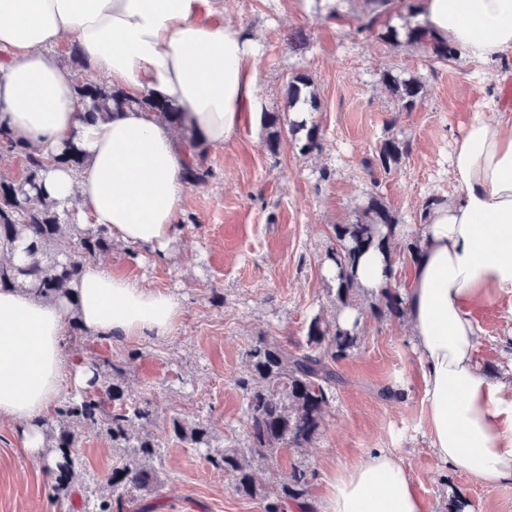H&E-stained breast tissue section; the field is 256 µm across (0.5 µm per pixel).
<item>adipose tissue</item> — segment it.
Wrapping results in <instances>:
<instances>
[{
	"instance_id": "adipose-tissue-1",
	"label": "adipose tissue",
	"mask_w": 512,
	"mask_h": 512,
	"mask_svg": "<svg viewBox=\"0 0 512 512\" xmlns=\"http://www.w3.org/2000/svg\"><path fill=\"white\" fill-rule=\"evenodd\" d=\"M416 21L472 61L512 52V0H422ZM70 40L113 87L168 100L210 146L228 141L255 108L257 44L225 22L223 0H0V122L47 159L42 196L67 208L80 202L82 223L165 254L190 153L175 128L138 107L83 120L75 76L50 54ZM499 109L487 94L456 141V193L427 212L404 292L432 449L489 485L512 482V378L489 380L474 361V307L512 294V118ZM71 141L86 155L77 174L53 161ZM74 292L70 302L0 290V416L34 454L61 381L79 392L94 383L83 361L65 356L70 318L91 335L129 338L167 335L181 315L172 295L98 267ZM329 486L321 512H425L403 460L382 450Z\"/></svg>"
}]
</instances>
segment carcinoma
Instances as JSON below:
<instances>
[{
    "instance_id": "carcinoma-1",
    "label": "carcinoma",
    "mask_w": 512,
    "mask_h": 512,
    "mask_svg": "<svg viewBox=\"0 0 512 512\" xmlns=\"http://www.w3.org/2000/svg\"><path fill=\"white\" fill-rule=\"evenodd\" d=\"M373 9L360 18L358 31L371 33L385 44H415L437 60L449 61L458 52L448 41L437 39L418 24L407 23L398 28L383 20L380 8L389 0H371ZM379 81L395 98L398 110L411 111L426 92L424 81L416 76L404 77L393 69L380 72ZM75 92L83 105V119H108L112 114L136 106L155 113L161 120L181 129L182 140L194 153L186 165L183 180L194 185L206 182L209 170L204 161L207 147L195 132L182 127L175 108L168 101L152 96L131 98L110 85L77 83ZM288 107L298 112H315L319 108L313 80L299 72L289 78ZM264 144L276 153L283 131H288L303 154L321 148L319 126L307 119L283 118L279 112L263 117ZM0 147L25 161L24 175L10 179L0 174V249L13 253L21 249L27 262L16 264L12 259L0 262V289L30 288L45 297L73 301L72 286L96 256L111 249L112 236L103 226L67 224L61 216L59 203L41 196L40 185L45 161L25 142L15 138L0 125ZM409 152L408 143L389 138L384 140L370 167L388 173ZM59 164L78 172L86 163V155L71 142L56 157ZM398 219L376 194L367 197L350 224L335 227L339 249L330 254L337 267L336 299L339 307L353 305L360 286L355 277L358 257L375 248L383 251L388 270H393L390 241ZM378 317H403L405 303L391 288L380 292L372 305ZM357 336L338 322L329 323L314 316L308 325L306 346L292 350L286 345L259 340L248 352L250 375L240 381L245 390L249 420L250 445L247 448H226L211 456L212 464L229 474L237 492L257 496L262 484L258 473L265 470L274 453L284 447L302 448L319 434L326 409L333 399L338 376L333 363L355 348ZM112 382H103L90 390L74 393L54 409L53 419L59 426L55 448L60 460L47 472L57 483L70 477L77 456L76 430L98 428L112 439L114 448H131L133 456L112 468L105 478L112 495L96 500L92 512H124V492L130 489L155 490L154 476L146 461L158 455L162 442L152 430L155 408L146 400L131 410L123 407L121 381L126 374L122 364L107 362ZM172 435L188 441L195 448L212 447L211 432L204 427H187L176 419ZM308 471L295 468L287 482L281 484L276 497L264 496V512H282L284 501L306 505Z\"/></svg>"
}]
</instances>
